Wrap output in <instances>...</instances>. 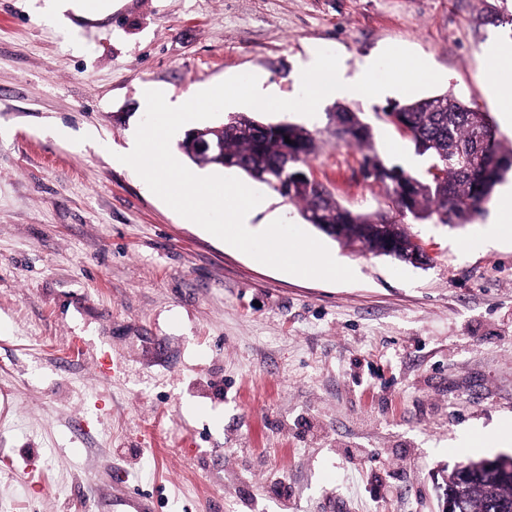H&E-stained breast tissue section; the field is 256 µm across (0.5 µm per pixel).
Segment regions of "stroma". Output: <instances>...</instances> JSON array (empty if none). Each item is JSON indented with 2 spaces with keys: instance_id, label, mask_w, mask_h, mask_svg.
<instances>
[{
  "instance_id": "1",
  "label": "stroma",
  "mask_w": 512,
  "mask_h": 512,
  "mask_svg": "<svg viewBox=\"0 0 512 512\" xmlns=\"http://www.w3.org/2000/svg\"><path fill=\"white\" fill-rule=\"evenodd\" d=\"M0 0V512H445L449 473L512 454V237L490 214L405 218L428 260L322 242L356 279L262 264L182 218L121 152L144 86L172 102L243 73L285 96L312 49L349 69L409 49L498 118L479 0H118L45 25ZM349 100L385 164L427 157ZM308 167L344 206L384 207L326 109ZM67 127L71 139L52 134Z\"/></svg>"
}]
</instances>
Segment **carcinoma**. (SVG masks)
<instances>
[{"label":"carcinoma","mask_w":512,"mask_h":512,"mask_svg":"<svg viewBox=\"0 0 512 512\" xmlns=\"http://www.w3.org/2000/svg\"><path fill=\"white\" fill-rule=\"evenodd\" d=\"M475 21L496 25L504 15L489 0ZM398 130L410 136L416 151L430 160L428 177H415L400 166H388L377 155H364L368 175L386 191L388 209L354 212L328 191H318L306 181L283 178L284 147L294 152L293 166L307 168L316 151V139L303 125L277 126L246 113L224 124V157L233 167L300 205L302 218L327 236L358 245L374 255L403 260V253H423L405 231L401 218L438 219L443 224H470L483 214L495 187L512 171V141L497 138L489 114L451 93L397 105ZM336 134L342 142L359 148L373 140V128L346 106L334 111ZM292 144H287L285 139ZM452 512H508L512 509V473L489 469L470 460L448 474Z\"/></svg>","instance_id":"carcinoma-1"}]
</instances>
